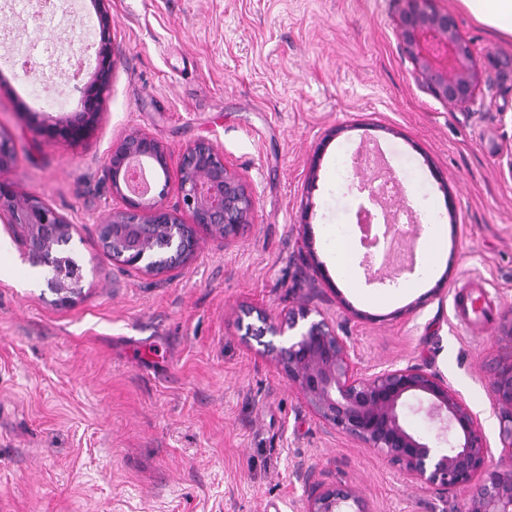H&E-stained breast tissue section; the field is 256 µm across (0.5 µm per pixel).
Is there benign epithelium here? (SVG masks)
I'll return each instance as SVG.
<instances>
[{
  "instance_id": "obj_1",
  "label": "benign epithelium",
  "mask_w": 512,
  "mask_h": 512,
  "mask_svg": "<svg viewBox=\"0 0 512 512\" xmlns=\"http://www.w3.org/2000/svg\"><path fill=\"white\" fill-rule=\"evenodd\" d=\"M96 3L100 39L92 79L79 87L80 117L44 126L47 135L69 142L85 138L112 81L108 0ZM397 33L422 84L435 97L449 103L474 102L477 65L452 13L435 8L433 0H409ZM135 163L167 176L170 154L160 141L139 131L112 148V194L122 206L112 209L101 229L112 228V260L119 264L157 275L194 252L193 225L205 224L229 238L249 223L253 199L246 177L210 143L199 141L184 150L177 169L180 201L174 208L165 205L163 189L149 196L131 188ZM0 222L22 229L31 263L50 269V288L59 293L79 288L78 271L53 254L55 242L70 236L73 228L54 206L1 183ZM171 248L174 256L168 267L158 266L156 251ZM309 315L306 308L293 310L283 320L268 321L265 332L282 338V345L270 346L269 352L325 425L380 452L413 484L464 490L467 496L459 512H512V362L499 367L491 380L500 443L493 464L481 423L447 383L413 365L367 373L358 367L345 338L325 319L311 321ZM406 408L426 414L434 424V439L404 427ZM441 444L447 449H439ZM304 512L372 510L357 487L335 481L317 484Z\"/></svg>"
}]
</instances>
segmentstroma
Listing matches in <instances>:
<instances>
[{
  "mask_svg": "<svg viewBox=\"0 0 512 512\" xmlns=\"http://www.w3.org/2000/svg\"><path fill=\"white\" fill-rule=\"evenodd\" d=\"M67 26L36 0H0V131L15 151L0 182L45 199L73 224L64 254L81 290L64 299L0 223V512H303L319 482L359 488L372 512H458L465 495L407 484L376 450L327 427L258 331L306 307L344 336L362 370L415 365L440 376L499 448L490 369L512 362V37L451 11L477 59L475 101L452 105L421 83L397 36L408 0H110L114 51L106 105L81 143L41 122L74 119L40 94L13 43L50 42L94 60L93 0ZM140 131L172 163L212 143L254 198L242 235L195 226V252L159 275L100 246L118 204L107 159ZM381 151L420 212L448 226L433 275L410 293L344 285L328 230L353 224L354 171ZM479 278L495 309L475 331L456 286ZM393 295L379 305L378 296Z\"/></svg>",
  "mask_w": 512,
  "mask_h": 512,
  "instance_id": "1",
  "label": "stroma"
}]
</instances>
